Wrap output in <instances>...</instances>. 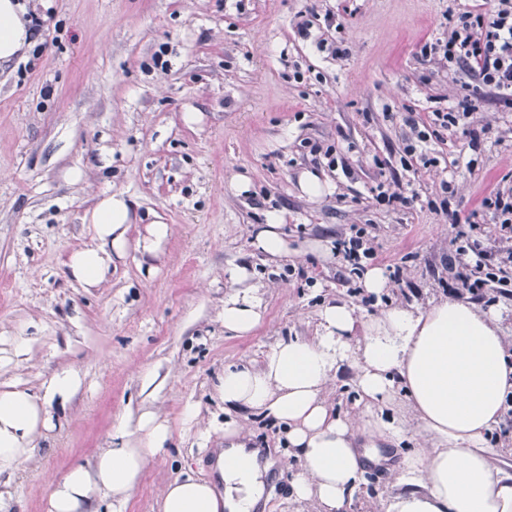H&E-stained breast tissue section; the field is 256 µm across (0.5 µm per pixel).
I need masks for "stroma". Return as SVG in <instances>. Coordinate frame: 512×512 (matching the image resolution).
Segmentation results:
<instances>
[{"mask_svg":"<svg viewBox=\"0 0 512 512\" xmlns=\"http://www.w3.org/2000/svg\"><path fill=\"white\" fill-rule=\"evenodd\" d=\"M45 35L0 62V388L39 393L71 370L81 386L11 479L9 512H46L50 478L136 428L143 411L166 422L168 448L150 459L125 512H161L160 491L224 445L213 384L225 365L257 361L281 337L313 336L323 301L376 312L336 255L308 249L365 228L376 266L399 267L391 299L452 295L455 229L430 209L442 181L451 209L474 216L489 257L499 243L482 197L512 171V116L482 101L477 168L461 129L423 142L437 165L401 164L410 118L453 105L462 75L423 59L448 13L495 0H23ZM310 20L301 38L296 24ZM343 49L331 58L318 39ZM336 148L338 167L312 146ZM331 190L312 200L303 171ZM401 200L376 199L378 183ZM123 193L132 224L123 256L85 287L67 268L94 246L85 212ZM283 215L291 255L251 245L270 212ZM155 220L171 227L160 251L137 248ZM246 267L264 282V317L245 335L224 329V275ZM199 409L185 422L186 406Z\"/></svg>","mask_w":512,"mask_h":512,"instance_id":"stroma-1","label":"stroma"}]
</instances>
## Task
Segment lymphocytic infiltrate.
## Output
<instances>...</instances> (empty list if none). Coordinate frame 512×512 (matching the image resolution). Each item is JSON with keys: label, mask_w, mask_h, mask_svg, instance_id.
Wrapping results in <instances>:
<instances>
[{"label": "lymphocytic infiltrate", "mask_w": 512, "mask_h": 512, "mask_svg": "<svg viewBox=\"0 0 512 512\" xmlns=\"http://www.w3.org/2000/svg\"><path fill=\"white\" fill-rule=\"evenodd\" d=\"M423 56L444 59L448 68L469 79L466 94L448 111L434 112L431 126L452 129L465 124L475 112L476 100L491 98L502 112H512V0H497L488 13L464 11L453 19L446 38L425 43ZM497 228L500 239L511 246L499 250L497 263H490L477 237L460 228L458 212H450L458 231L455 255L448 261L451 279L470 295L480 298L512 289V187L496 189L481 202Z\"/></svg>", "instance_id": "lymphocytic-infiltrate-1"}]
</instances>
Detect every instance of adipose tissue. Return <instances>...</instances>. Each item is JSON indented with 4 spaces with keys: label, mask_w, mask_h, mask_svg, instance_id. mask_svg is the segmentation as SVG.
<instances>
[{
    "label": "adipose tissue",
    "mask_w": 512,
    "mask_h": 512,
    "mask_svg": "<svg viewBox=\"0 0 512 512\" xmlns=\"http://www.w3.org/2000/svg\"><path fill=\"white\" fill-rule=\"evenodd\" d=\"M22 0H0V61L33 44ZM95 246L73 252L69 272L85 286L100 283L113 254L127 247L130 204L103 197L83 216ZM232 267L224 297V328L242 335L262 320L259 286H244ZM500 314L440 298L419 306L386 304L372 317L346 300L323 304L315 336L278 339L261 359L229 364L214 385L224 404L226 448L213 453L209 477L184 471L161 492L162 512H253L262 498L257 454L246 449L251 416L285 437L290 502L343 512L366 473L365 448L414 441L393 477L385 512H512V463L490 438L512 405V342ZM355 371L353 410L337 411L330 395L345 368ZM79 387L67 371L43 383L40 394L0 389V474H14L51 422L53 406ZM115 446L92 462L72 465L50 484L46 512H124L147 461L167 448L168 425L150 411L137 432L117 425Z\"/></svg>",
    "instance_id": "adipose-tissue-1"
}]
</instances>
